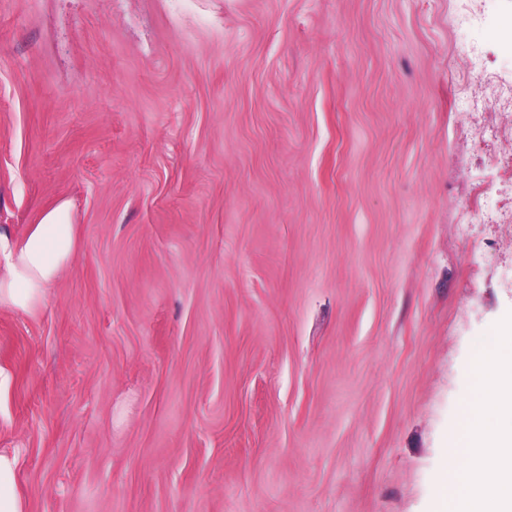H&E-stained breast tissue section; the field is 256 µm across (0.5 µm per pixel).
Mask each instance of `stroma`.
<instances>
[{"label": "stroma", "instance_id": "35a3bbf8", "mask_svg": "<svg viewBox=\"0 0 512 512\" xmlns=\"http://www.w3.org/2000/svg\"><path fill=\"white\" fill-rule=\"evenodd\" d=\"M512 0H0V227L71 274L0 310L28 512H433L512 312ZM496 106L503 112H499L501 121L498 125L475 126L471 132V140L478 146H483L490 154L498 157L500 162L512 167V152L503 155L494 152L495 146L503 140L512 139V88L511 91L498 93L496 97ZM485 200L478 210L480 222L483 224H512V202ZM78 232L62 201L45 210L22 234L0 229V310L37 316L74 262Z\"/></svg>", "mask_w": 512, "mask_h": 512}]
</instances>
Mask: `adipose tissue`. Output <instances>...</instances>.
Here are the masks:
<instances>
[{"label":"adipose tissue","instance_id":"obj_1","mask_svg":"<svg viewBox=\"0 0 512 512\" xmlns=\"http://www.w3.org/2000/svg\"><path fill=\"white\" fill-rule=\"evenodd\" d=\"M78 232L68 202L45 210L23 233L0 229V310L37 316L74 262ZM20 452L0 448V512H27L18 487Z\"/></svg>","mask_w":512,"mask_h":512}]
</instances>
